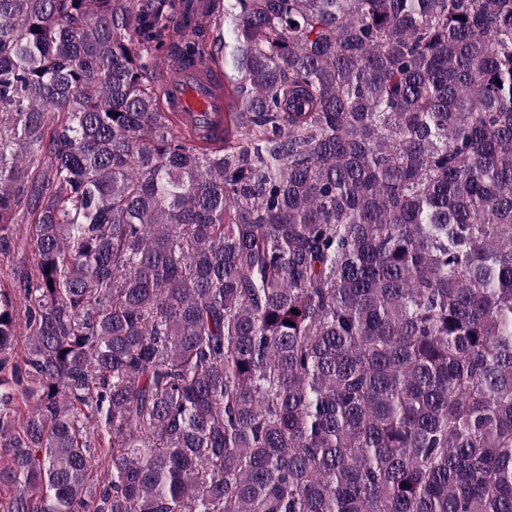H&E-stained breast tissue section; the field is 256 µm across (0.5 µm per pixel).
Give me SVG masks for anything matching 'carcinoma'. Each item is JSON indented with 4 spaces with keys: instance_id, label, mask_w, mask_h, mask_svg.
Segmentation results:
<instances>
[{
    "instance_id": "obj_1",
    "label": "carcinoma",
    "mask_w": 512,
    "mask_h": 512,
    "mask_svg": "<svg viewBox=\"0 0 512 512\" xmlns=\"http://www.w3.org/2000/svg\"><path fill=\"white\" fill-rule=\"evenodd\" d=\"M184 2L0 0V512H512V0ZM164 90L167 107L179 114V128L184 133L197 130L201 134H219L227 127L224 112H231L229 88L206 58L193 57L170 66ZM13 240H11L9 251L0 252V284H10V273L19 266H25L31 270L36 266L37 258L33 251L27 246L28 224H16ZM9 274V277H8Z\"/></svg>"
}]
</instances>
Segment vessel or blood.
<instances>
[{
	"instance_id": "1",
	"label": "vessel or blood",
	"mask_w": 512,
	"mask_h": 512,
	"mask_svg": "<svg viewBox=\"0 0 512 512\" xmlns=\"http://www.w3.org/2000/svg\"><path fill=\"white\" fill-rule=\"evenodd\" d=\"M167 107L180 116L182 131H222L230 109L229 88L221 73L204 58L170 66L165 74Z\"/></svg>"
}]
</instances>
